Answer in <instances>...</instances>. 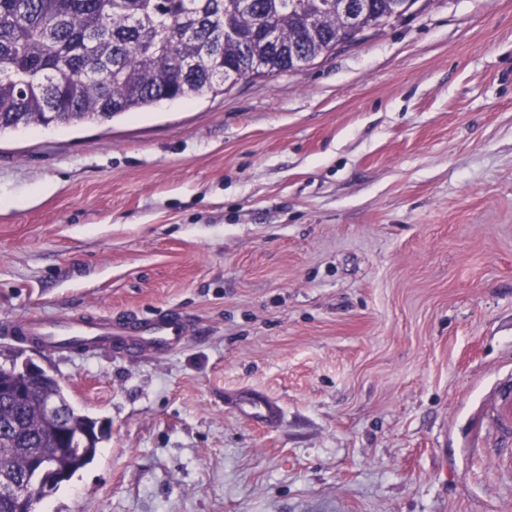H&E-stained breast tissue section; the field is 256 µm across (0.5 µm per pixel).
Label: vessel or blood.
Here are the masks:
<instances>
[{
  "instance_id": "b4317fda",
  "label": "vessel or blood",
  "mask_w": 512,
  "mask_h": 512,
  "mask_svg": "<svg viewBox=\"0 0 512 512\" xmlns=\"http://www.w3.org/2000/svg\"><path fill=\"white\" fill-rule=\"evenodd\" d=\"M0 333L21 343L35 342L57 350L112 348L126 354L149 350L157 355L180 347L189 334L185 318L169 313L151 320H132L123 324L111 319L85 314L29 316L0 323ZM243 419L275 428L283 420V408L265 393L251 390L240 393L233 405ZM497 421L503 434L512 433V388L502 389L497 409Z\"/></svg>"
}]
</instances>
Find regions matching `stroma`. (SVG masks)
Listing matches in <instances>:
<instances>
[{
  "instance_id": "stroma-1",
  "label": "stroma",
  "mask_w": 512,
  "mask_h": 512,
  "mask_svg": "<svg viewBox=\"0 0 512 512\" xmlns=\"http://www.w3.org/2000/svg\"><path fill=\"white\" fill-rule=\"evenodd\" d=\"M168 310L193 329L164 356L0 334L112 428L39 512H512V0L1 134L0 320ZM249 389L279 427L231 411ZM497 421L506 439L512 435V388H503L498 400Z\"/></svg>"
}]
</instances>
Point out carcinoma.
Instances as JSON below:
<instances>
[{
    "instance_id": "cac0c4a2",
    "label": "carcinoma",
    "mask_w": 512,
    "mask_h": 512,
    "mask_svg": "<svg viewBox=\"0 0 512 512\" xmlns=\"http://www.w3.org/2000/svg\"><path fill=\"white\" fill-rule=\"evenodd\" d=\"M408 0H369L364 23L386 26ZM357 40L336 0H0V133L106 122L160 101L190 100L245 78L313 63ZM0 366V474L23 475L53 425L44 405H67L68 436L45 495L96 459L107 422L76 408L56 376L23 382Z\"/></svg>"
}]
</instances>
